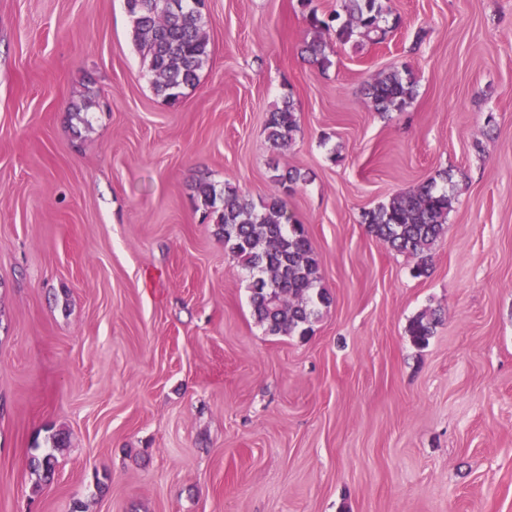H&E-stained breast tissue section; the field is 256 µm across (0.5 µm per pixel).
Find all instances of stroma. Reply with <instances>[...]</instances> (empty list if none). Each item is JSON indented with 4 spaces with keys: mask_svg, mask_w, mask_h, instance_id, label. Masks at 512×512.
<instances>
[{
    "mask_svg": "<svg viewBox=\"0 0 512 512\" xmlns=\"http://www.w3.org/2000/svg\"><path fill=\"white\" fill-rule=\"evenodd\" d=\"M386 4V40L328 39L321 69L299 0H209L172 107L124 0H0V512H512V0ZM403 67L414 100L373 111ZM276 167L331 297L305 336L256 322L195 191L256 202ZM442 171L417 278L362 214ZM416 94L417 81L409 71L378 74L365 87L367 103L376 112L401 110ZM299 129V119L290 99L269 112L266 121L267 139L274 150L288 147ZM438 316L435 311L423 313L410 321L408 327L409 336L412 337L417 345H425L429 338L433 336L435 327L438 323Z\"/></svg>",
    "mask_w": 512,
    "mask_h": 512,
    "instance_id": "35a3bbf8",
    "label": "stroma"
}]
</instances>
